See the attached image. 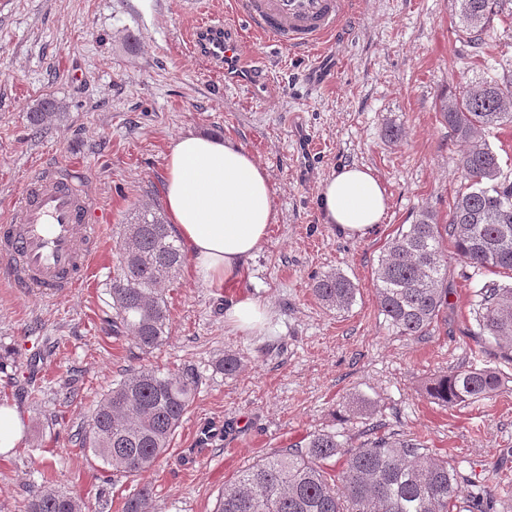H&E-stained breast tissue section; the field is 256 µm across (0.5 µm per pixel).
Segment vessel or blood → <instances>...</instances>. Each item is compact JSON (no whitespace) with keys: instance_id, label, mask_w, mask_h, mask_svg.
Wrapping results in <instances>:
<instances>
[{"instance_id":"obj_1","label":"vessel or blood","mask_w":512,"mask_h":512,"mask_svg":"<svg viewBox=\"0 0 512 512\" xmlns=\"http://www.w3.org/2000/svg\"><path fill=\"white\" fill-rule=\"evenodd\" d=\"M350 0H243L242 12L253 34L294 52L314 49L339 29ZM223 20L208 18L187 42L202 62L250 96L269 81L260 55L229 38ZM100 215L80 182L53 170L28 183L14 211L0 222V255L10 260L12 287L55 298L84 282L94 258Z\"/></svg>"}]
</instances>
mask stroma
Masks as SVG:
<instances>
[{
	"label": "stroma",
	"instance_id": "35a3bbf8",
	"mask_svg": "<svg viewBox=\"0 0 512 512\" xmlns=\"http://www.w3.org/2000/svg\"><path fill=\"white\" fill-rule=\"evenodd\" d=\"M187 2L0 0V219L50 167L78 171L103 217L87 279L55 299L11 288L0 260V405L24 423L20 443L0 452V512H23L43 487L123 512L145 486L154 512H213L239 470L318 431L355 448L373 432L420 438L464 476V491L484 485L495 512H512V361L482 347L473 311L491 273L449 261L447 319L422 338L388 329L374 276L417 211L446 219L460 146L434 103L459 85L502 78L512 0L493 21L490 56L459 33L453 0H360L332 43L303 57L253 38L235 0H204L206 15L238 26L245 46L265 55L273 81L264 107L190 52L185 33L197 18ZM48 94L66 103L67 120L32 134L26 112ZM391 126L399 139L387 137ZM189 133L248 150L275 186L278 222L232 284L211 287L185 265L168 287L169 339L144 355L107 326V288L124 224L139 206L163 209L167 146ZM351 164L369 168L389 198L364 237L337 232L318 207L322 182ZM330 271L357 286L348 309L312 293ZM244 296L268 305L263 331L228 321ZM227 353L242 359L232 376L216 367ZM188 365L202 381L167 454L139 476L107 478L75 443L98 402L127 370ZM471 365L498 371L502 391L453 407L425 397L429 381ZM203 424L222 426L224 437L193 465Z\"/></svg>",
	"mask_w": 512,
	"mask_h": 512
}]
</instances>
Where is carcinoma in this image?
<instances>
[{
  "instance_id": "carcinoma-1",
  "label": "carcinoma",
  "mask_w": 512,
  "mask_h": 512,
  "mask_svg": "<svg viewBox=\"0 0 512 512\" xmlns=\"http://www.w3.org/2000/svg\"><path fill=\"white\" fill-rule=\"evenodd\" d=\"M461 32L486 52L500 0H454ZM436 111L448 132L464 145L458 159L462 177L448 208V220L425 208L400 231L379 259L377 302L388 326L399 336L423 337L448 308V261L444 243L456 260L476 272L512 274V172L480 133L512 126V78H494L444 96ZM66 104L41 98L26 112L27 126L38 134L61 124ZM186 261L171 225L151 207L136 210L123 226L118 266L108 289L112 332L132 337L144 353L169 336L166 291ZM312 291L332 309L354 301L356 285L340 272L317 277ZM477 336L512 356V286L484 283L476 294ZM199 372L141 367L127 373L78 432L107 470L135 476L150 470L170 448L174 433L193 402ZM504 382L488 368L461 367L434 379L428 399L444 406L471 403L497 393ZM342 461L341 470L328 468ZM462 494L460 476L445 458L434 457L417 438L372 436L348 448L334 432H317L300 445L278 450L239 471L224 487L216 512H451ZM26 512H86L79 498L52 488L32 493ZM124 512H153L143 489L130 497Z\"/></svg>"
}]
</instances>
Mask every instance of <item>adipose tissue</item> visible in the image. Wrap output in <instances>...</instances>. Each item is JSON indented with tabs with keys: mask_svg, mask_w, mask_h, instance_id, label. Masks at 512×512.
<instances>
[{
	"mask_svg": "<svg viewBox=\"0 0 512 512\" xmlns=\"http://www.w3.org/2000/svg\"><path fill=\"white\" fill-rule=\"evenodd\" d=\"M275 189L245 148L205 135L173 139L167 149L164 200L171 223L203 278L236 280L278 221ZM325 223L363 237L383 220L386 192L370 170L346 165L320 186Z\"/></svg>",
	"mask_w": 512,
	"mask_h": 512,
	"instance_id": "obj_1",
	"label": "adipose tissue"
}]
</instances>
